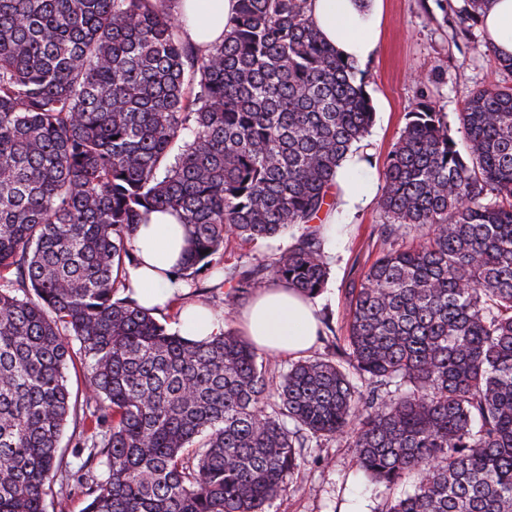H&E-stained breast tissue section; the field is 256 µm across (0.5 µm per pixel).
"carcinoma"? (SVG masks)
Segmentation results:
<instances>
[{"instance_id": "1", "label": "carcinoma", "mask_w": 512, "mask_h": 512, "mask_svg": "<svg viewBox=\"0 0 512 512\" xmlns=\"http://www.w3.org/2000/svg\"><path fill=\"white\" fill-rule=\"evenodd\" d=\"M158 2L0 0V512H45L76 355L86 512H266L311 439L388 489L416 477L383 512H512V86L473 92L458 140L431 102L407 113L347 334L280 374L232 328L190 340L121 295L128 242L181 213L187 282L298 227L216 288L318 296L314 221L372 126L365 77L306 0H238L206 55ZM489 2L463 0L461 35Z\"/></svg>"}]
</instances>
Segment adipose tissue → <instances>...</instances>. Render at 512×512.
<instances>
[{
	"instance_id": "1",
	"label": "adipose tissue",
	"mask_w": 512,
	"mask_h": 512,
	"mask_svg": "<svg viewBox=\"0 0 512 512\" xmlns=\"http://www.w3.org/2000/svg\"><path fill=\"white\" fill-rule=\"evenodd\" d=\"M383 0H308V16L321 37L347 60L363 65L378 50ZM237 0H176L174 14L180 36L196 51L207 53L223 41ZM488 43L498 58L512 57V0H491L482 17ZM364 149L351 150L336 173V207L323 212L331 224L336 212L354 215L375 198L373 180L361 177ZM136 265L123 278L137 303L160 307L186 295L187 286L176 272L188 259V229L178 213L152 212L139 224L129 242ZM182 329L190 339L203 340L220 333L224 322L208 306L186 304L180 312ZM242 333L255 346L275 354L302 356L314 343L319 328L317 305L283 282L260 289L240 315Z\"/></svg>"
}]
</instances>
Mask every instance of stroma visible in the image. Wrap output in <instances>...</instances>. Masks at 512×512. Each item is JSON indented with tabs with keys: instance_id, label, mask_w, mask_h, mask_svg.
<instances>
[{
	"instance_id": "obj_1",
	"label": "stroma",
	"mask_w": 512,
	"mask_h": 512,
	"mask_svg": "<svg viewBox=\"0 0 512 512\" xmlns=\"http://www.w3.org/2000/svg\"><path fill=\"white\" fill-rule=\"evenodd\" d=\"M460 4L461 0H448L443 11L435 0H384L379 50L364 67L375 110V121L365 139L372 150L366 177L381 180L386 156L405 126L407 112L420 97H427L437 109L452 116L482 86L512 85V72L500 67L480 28H473L470 38L458 36L455 9ZM336 221L343 231L329 246V279L317 304L320 315L329 316L336 335L342 336L349 319L347 290L360 282L382 250L377 229L386 216L374 202L353 217L337 214ZM291 242L286 236L276 242L228 243L223 263L196 277L192 299L223 313L225 326L237 327L238 313L248 304L249 295L226 305L209 293L210 287L222 280L223 264H244ZM302 454L303 461L289 479L287 490L268 505L267 512H346L354 501L366 504L368 512H381L391 496L390 490L357 470L347 441L313 442Z\"/></svg>"
}]
</instances>
